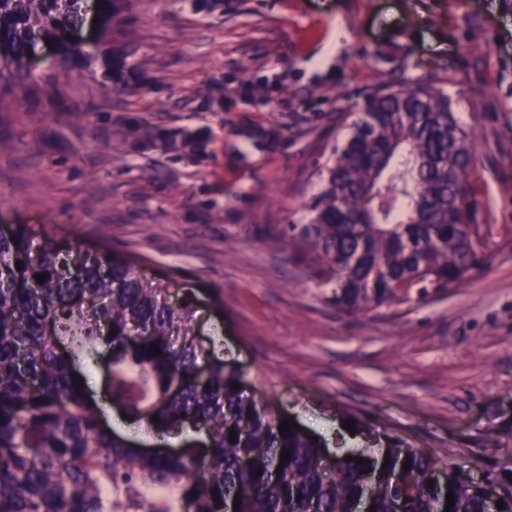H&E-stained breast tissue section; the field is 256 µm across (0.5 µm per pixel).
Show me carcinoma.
Returning a JSON list of instances; mask_svg holds the SVG:
<instances>
[{"label":"carcinoma","mask_w":512,"mask_h":512,"mask_svg":"<svg viewBox=\"0 0 512 512\" xmlns=\"http://www.w3.org/2000/svg\"><path fill=\"white\" fill-rule=\"evenodd\" d=\"M73 2L0 0V43L10 48L0 76L23 71L34 20L70 67L86 63L67 38L80 22ZM121 2L101 0L103 28L120 26ZM356 112L317 171L323 188L309 222L290 225L298 259L348 313L392 301L403 285L446 288L477 264L463 228L475 154L448 94L432 80L388 84L367 91ZM196 323L191 294L110 252L25 224L0 234V512H224L228 500L234 512H355L370 480L373 512H391L396 499L403 512H434L449 491V512H484V490L459 469L430 488L437 462L391 438L380 453L350 450L353 460H336L325 478L321 441L249 396L212 345L190 339ZM102 356L109 403L179 440L181 452L146 454L104 423L75 382ZM189 418L205 439L183 438Z\"/></svg>","instance_id":"obj_1"}]
</instances>
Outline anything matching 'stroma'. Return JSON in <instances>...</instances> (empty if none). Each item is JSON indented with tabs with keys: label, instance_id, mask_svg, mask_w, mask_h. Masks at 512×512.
Segmentation results:
<instances>
[{
	"label": "stroma",
	"instance_id": "35a3bbf8",
	"mask_svg": "<svg viewBox=\"0 0 512 512\" xmlns=\"http://www.w3.org/2000/svg\"><path fill=\"white\" fill-rule=\"evenodd\" d=\"M122 69L0 86V224L48 225L193 294L196 335L255 400L342 451L343 422L477 478L512 474V7L503 0H124ZM443 79L473 135L486 258L347 314L294 255L336 115ZM115 83L126 92H112ZM198 134V150L184 133ZM277 246H270V239Z\"/></svg>",
	"mask_w": 512,
	"mask_h": 512
}]
</instances>
